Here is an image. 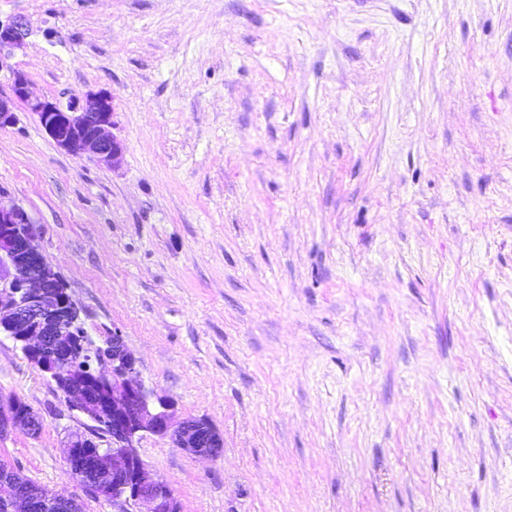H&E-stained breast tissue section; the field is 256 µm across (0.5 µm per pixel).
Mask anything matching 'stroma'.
<instances>
[{"label":"stroma","instance_id":"1","mask_svg":"<svg viewBox=\"0 0 512 512\" xmlns=\"http://www.w3.org/2000/svg\"><path fill=\"white\" fill-rule=\"evenodd\" d=\"M38 98L111 93L119 168L18 110L0 190L88 333L224 438L140 454L182 512H512V0H0ZM83 512L91 423L0 338Z\"/></svg>","mask_w":512,"mask_h":512}]
</instances>
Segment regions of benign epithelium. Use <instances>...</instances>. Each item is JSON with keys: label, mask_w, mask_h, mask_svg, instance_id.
Instances as JSON below:
<instances>
[{"label": "benign epithelium", "mask_w": 512, "mask_h": 512, "mask_svg": "<svg viewBox=\"0 0 512 512\" xmlns=\"http://www.w3.org/2000/svg\"><path fill=\"white\" fill-rule=\"evenodd\" d=\"M24 30L20 18L0 20V72H9L12 87L11 97H0V129L16 124L22 105L62 150L117 166L124 145L110 133L115 126L112 95L74 93L64 103L31 98L27 76L8 63L23 44ZM38 238V226L28 212L0 191V335L19 344L52 381L66 379L62 393L70 409L93 423L112 414V449L103 451L93 439L73 434L67 464L97 473L98 482L90 491L111 495L118 512H181L169 484L148 470L138 444L148 435L168 438L187 453L212 459L222 453L221 434L205 418L175 421L173 402L146 387L124 337L113 335L107 351L75 341L71 327L80 319L79 308L41 252ZM109 379L112 399L97 398L92 386ZM22 426L37 433L42 421L16 400L7 410L0 409V436ZM6 478L13 494L5 512H44L54 502L77 505L73 499L31 487L12 469Z\"/></svg>", "instance_id": "1"}]
</instances>
